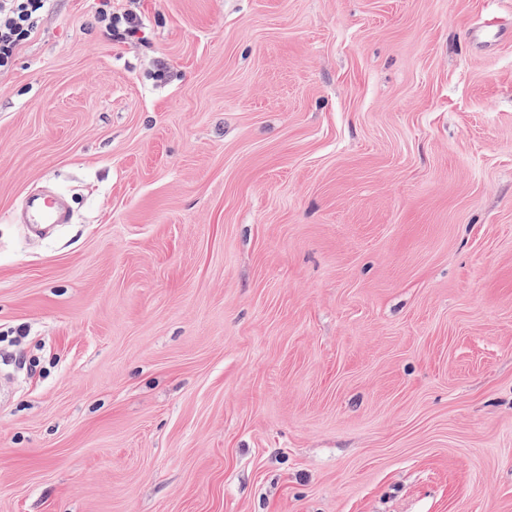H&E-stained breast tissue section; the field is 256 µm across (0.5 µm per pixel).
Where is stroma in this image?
I'll list each match as a JSON object with an SVG mask.
<instances>
[{"mask_svg": "<svg viewBox=\"0 0 512 512\" xmlns=\"http://www.w3.org/2000/svg\"><path fill=\"white\" fill-rule=\"evenodd\" d=\"M98 4L0 72V512H512V0ZM100 1L98 19L104 23L105 32L113 41L121 42L137 36L141 31V22L136 13L129 10L112 13L111 0ZM29 222L32 224H64L66 223V213L57 202L50 206L43 198H34L29 204Z\"/></svg>", "mask_w": 512, "mask_h": 512, "instance_id": "stroma-1", "label": "stroma"}]
</instances>
